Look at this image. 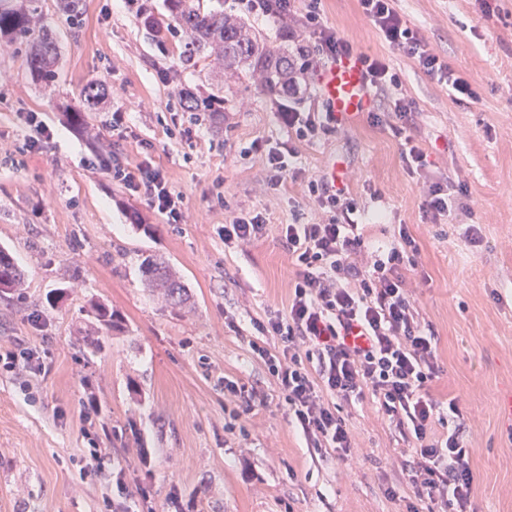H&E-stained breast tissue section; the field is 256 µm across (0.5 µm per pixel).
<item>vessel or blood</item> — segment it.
<instances>
[{"label":"vessel or blood","mask_w":512,"mask_h":512,"mask_svg":"<svg viewBox=\"0 0 512 512\" xmlns=\"http://www.w3.org/2000/svg\"><path fill=\"white\" fill-rule=\"evenodd\" d=\"M318 91L328 111L348 117L364 110L370 97L359 55L341 57L326 67L318 76Z\"/></svg>","instance_id":"b4317fda"}]
</instances>
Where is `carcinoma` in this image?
Masks as SVG:
<instances>
[{
  "instance_id": "carcinoma-1",
  "label": "carcinoma",
  "mask_w": 512,
  "mask_h": 512,
  "mask_svg": "<svg viewBox=\"0 0 512 512\" xmlns=\"http://www.w3.org/2000/svg\"><path fill=\"white\" fill-rule=\"evenodd\" d=\"M219 7L204 8L200 0H169L176 26L193 39V53L215 54L224 67L238 71L248 69L262 77V86L276 92L288 85L292 78L294 62L288 54L269 47L260 35L253 31L246 19L224 13V0H217ZM36 8L19 5L17 0H0V44L33 32ZM56 59V41L47 28L30 43L28 65L31 73L46 82L55 77L53 66ZM222 100L211 95L190 96V112H219ZM150 282L164 289L168 301L182 304L186 301V289L168 265L150 256L140 265ZM23 274L10 253L0 249V292L6 293L22 284ZM96 321L107 330L117 328L112 311L102 303L92 304Z\"/></svg>"
}]
</instances>
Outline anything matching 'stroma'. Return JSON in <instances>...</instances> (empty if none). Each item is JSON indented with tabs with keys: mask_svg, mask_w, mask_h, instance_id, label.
Listing matches in <instances>:
<instances>
[{
	"mask_svg": "<svg viewBox=\"0 0 512 512\" xmlns=\"http://www.w3.org/2000/svg\"><path fill=\"white\" fill-rule=\"evenodd\" d=\"M219 1L289 55L314 44L302 0L285 23L239 0L203 5ZM36 6L58 38L54 81L31 74L25 41L0 45V249L24 273L20 290L0 295V346L22 343L43 364L36 374L0 366V512H407L412 490L393 498L386 488L414 443L371 393L328 400L352 437L348 456L308 447L248 344L254 321L287 310L293 269L279 227L315 219L307 180L333 174L358 197L354 220L370 244L391 242L399 224L417 240L408 286L437 342L434 392L458 399L469 429L472 507L512 512V422L498 410L512 392V0H498L489 19L482 0H395L472 84L475 98L463 100L389 47L359 0H322L324 27L400 76L429 165L408 175L404 138L371 124L369 112L390 109L385 88L342 132L296 142L298 175L275 193L264 153L249 145L289 144L279 119L289 102L266 93L258 73L188 58L181 31L159 45L126 0H82L76 24L59 0ZM91 82L108 87L89 114L104 150L161 166L184 197L185 223H167L105 170L86 166L91 145L68 115ZM183 89L223 96V111H187ZM116 112L125 121L115 131ZM32 114L53 133L47 149L3 165L29 135ZM443 175L465 182L469 212L433 224L422 202ZM253 210L266 217L267 236L225 247L221 227ZM147 256L180 276L184 304L148 286ZM94 300L112 309L117 329L90 315ZM90 336L100 338L99 353L87 347ZM228 380L252 394L251 411L225 390ZM93 448L124 470L126 493L96 475Z\"/></svg>",
	"mask_w": 512,
	"mask_h": 512,
	"instance_id": "stroma-1",
	"label": "stroma"
}]
</instances>
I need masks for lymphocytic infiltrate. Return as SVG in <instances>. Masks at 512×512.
Instances as JSON below:
<instances>
[{"instance_id":"f902f5d3","label":"lymphocytic infiltrate","mask_w":512,"mask_h":512,"mask_svg":"<svg viewBox=\"0 0 512 512\" xmlns=\"http://www.w3.org/2000/svg\"><path fill=\"white\" fill-rule=\"evenodd\" d=\"M364 15L392 48L415 59L438 81L470 98L467 78L458 75L401 17L394 0H360ZM306 18L316 40L315 56L338 59L352 53L346 39L320 22L318 0H308ZM289 135L311 140L338 131L335 112L282 113ZM112 177L170 224L185 221L184 198L171 190L161 166L113 162ZM308 190L321 211L318 221L284 224L280 237L294 269L288 310L256 323L258 339L249 345L264 360L282 390L288 416L308 445L347 455L351 435L335 409L321 401L327 393L348 401L371 391L399 432L416 443L400 483L414 493L408 512H471L473 471L466 425L457 399L437 400L431 393L439 369L434 334L411 299L405 274L416 269L420 248L407 225L393 241L372 247L362 225L352 220L359 202L347 187L312 178ZM454 183L441 179L426 191L424 211L431 223L457 219L464 207ZM268 233L260 212H241L224 225L228 247L261 240ZM286 339L271 351L262 339Z\"/></svg>"}]
</instances>
